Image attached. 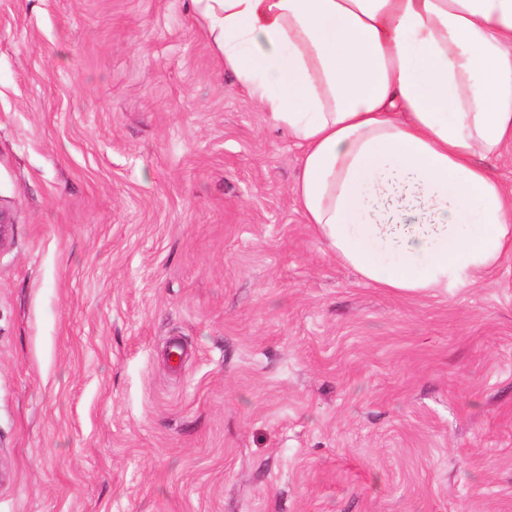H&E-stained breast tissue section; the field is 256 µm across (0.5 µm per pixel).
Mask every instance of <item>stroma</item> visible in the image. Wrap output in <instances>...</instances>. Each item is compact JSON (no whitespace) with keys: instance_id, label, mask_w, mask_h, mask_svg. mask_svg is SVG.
<instances>
[{"instance_id":"1","label":"stroma","mask_w":512,"mask_h":512,"mask_svg":"<svg viewBox=\"0 0 512 512\" xmlns=\"http://www.w3.org/2000/svg\"><path fill=\"white\" fill-rule=\"evenodd\" d=\"M300 154L192 0H0V512H512V261L365 283Z\"/></svg>"}]
</instances>
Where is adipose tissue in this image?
I'll list each match as a JSON object with an SVG mask.
<instances>
[{
	"label": "adipose tissue",
	"instance_id": "obj_1",
	"mask_svg": "<svg viewBox=\"0 0 512 512\" xmlns=\"http://www.w3.org/2000/svg\"><path fill=\"white\" fill-rule=\"evenodd\" d=\"M269 122L328 252L406 294L512 258V0H194Z\"/></svg>",
	"mask_w": 512,
	"mask_h": 512
}]
</instances>
